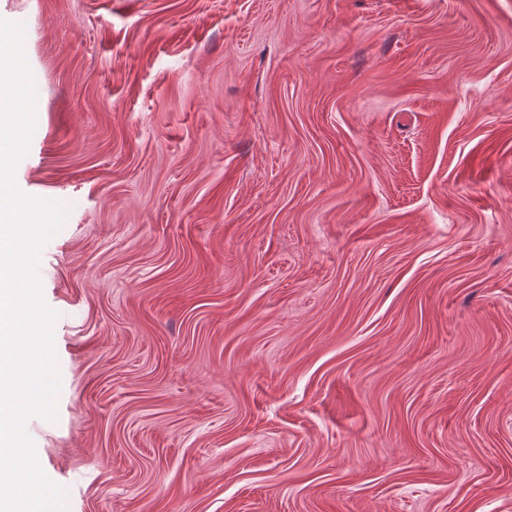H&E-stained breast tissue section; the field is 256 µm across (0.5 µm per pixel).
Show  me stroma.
I'll use <instances>...</instances> for the list:
<instances>
[{
  "label": "stroma",
  "instance_id": "35a3bbf8",
  "mask_svg": "<svg viewBox=\"0 0 512 512\" xmlns=\"http://www.w3.org/2000/svg\"><path fill=\"white\" fill-rule=\"evenodd\" d=\"M68 512H512V0H0Z\"/></svg>",
  "mask_w": 512,
  "mask_h": 512
}]
</instances>
